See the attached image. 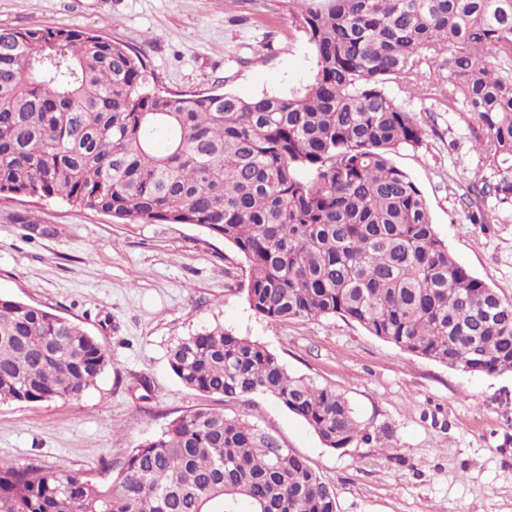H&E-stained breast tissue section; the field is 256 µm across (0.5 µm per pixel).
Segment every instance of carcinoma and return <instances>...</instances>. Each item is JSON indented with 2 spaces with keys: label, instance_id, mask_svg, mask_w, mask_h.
Wrapping results in <instances>:
<instances>
[{
  "label": "carcinoma",
  "instance_id": "cac0c4a2",
  "mask_svg": "<svg viewBox=\"0 0 512 512\" xmlns=\"http://www.w3.org/2000/svg\"><path fill=\"white\" fill-rule=\"evenodd\" d=\"M315 60L287 95L160 87L87 31L0 29V201L57 197L121 221L196 224L247 263L268 319L339 316L472 375L512 373V298L448 251L391 155L424 131L391 95L459 96L512 205V0H288ZM85 328L0 295V402L75 400L111 365ZM168 363L188 389L267 395L328 448L369 441L347 400L214 328ZM336 512L307 461L244 419L198 409L141 443L106 486L61 466L0 463V512Z\"/></svg>",
  "mask_w": 512,
  "mask_h": 512
}]
</instances>
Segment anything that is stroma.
<instances>
[{"label": "stroma", "instance_id": "obj_1", "mask_svg": "<svg viewBox=\"0 0 512 512\" xmlns=\"http://www.w3.org/2000/svg\"><path fill=\"white\" fill-rule=\"evenodd\" d=\"M80 29L138 54L172 91L287 94L315 62L288 0H0V29ZM424 130L393 154L453 256L512 298V207L466 194L490 170L477 119L440 96L399 94ZM246 262L193 224H127L58 198L0 202V294L80 324L112 365L75 401L0 402V461L64 465L107 484L144 440L199 408L242 418L306 458L336 512H512V374L470 375L400 350L338 316L273 321L250 309ZM224 328L290 374L342 394L369 442L326 447L272 398L187 389L168 365L181 338Z\"/></svg>", "mask_w": 512, "mask_h": 512}]
</instances>
